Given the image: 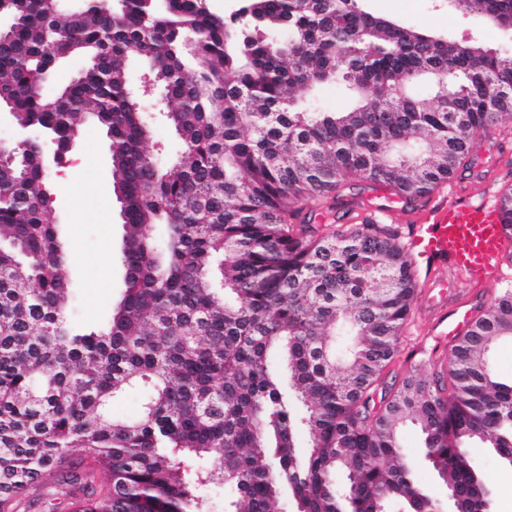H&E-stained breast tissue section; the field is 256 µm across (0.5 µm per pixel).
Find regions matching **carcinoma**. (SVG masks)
Wrapping results in <instances>:
<instances>
[{
	"instance_id": "carcinoma-1",
	"label": "carcinoma",
	"mask_w": 512,
	"mask_h": 512,
	"mask_svg": "<svg viewBox=\"0 0 512 512\" xmlns=\"http://www.w3.org/2000/svg\"><path fill=\"white\" fill-rule=\"evenodd\" d=\"M365 0H254L271 28L217 17L203 0H7L0 103L34 133L0 164V512L44 484L76 448L72 512H406L423 507L403 459V423L479 512L481 441L512 456V381L490 353L512 337V279L454 339L448 368L383 372L399 352L417 281L401 233L370 220L319 234L301 219L353 180L414 200L473 163L512 117V55L368 11ZM512 30V0H453ZM285 29L288 37L278 31ZM88 66L48 97L64 58ZM134 54L155 65L162 116L183 142L169 165L128 85ZM336 84L342 111L317 110ZM453 97L459 111L442 105ZM90 121L110 138L123 219L124 292L107 325L69 314L71 246L48 222L44 144ZM288 366L283 385L277 363ZM135 391L141 413L112 416ZM307 430L301 455L296 437ZM207 457L213 468L190 472Z\"/></svg>"
}]
</instances>
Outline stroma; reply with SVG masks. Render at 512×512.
I'll list each match as a JSON object with an SVG mask.
<instances>
[{"instance_id": "35a3bbf8", "label": "stroma", "mask_w": 512, "mask_h": 512, "mask_svg": "<svg viewBox=\"0 0 512 512\" xmlns=\"http://www.w3.org/2000/svg\"><path fill=\"white\" fill-rule=\"evenodd\" d=\"M372 11L391 17L401 23L431 29L457 40H469L512 54V32H503L479 16L467 14L448 5V0H367ZM79 160L78 179L84 183L98 184V199L94 208H87L83 201L73 200L66 184L55 172L47 178L52 199L47 219L62 225L74 250L69 259L72 290V313L80 322L90 327L106 323L112 307L120 300L124 283L121 248L124 230L120 205L109 185L112 181L109 160V140L105 129L88 123L71 151ZM419 288L411 315L401 337L399 352L384 372L387 383L401 382L414 363L416 352L431 353L432 364H441L452 344L451 339L433 335L431 326L440 310L438 304L446 293L451 279L448 270H427L416 264ZM405 457L413 477L426 491L447 506L448 491L425 460L422 452L423 438L416 426L405 425L402 431ZM469 456L491 489V512H512V465L503 462L482 442H472ZM17 512H70L69 489L61 476L45 481L43 497L28 496L21 499Z\"/></svg>"}]
</instances>
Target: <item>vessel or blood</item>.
I'll use <instances>...</instances> for the list:
<instances>
[{"mask_svg": "<svg viewBox=\"0 0 512 512\" xmlns=\"http://www.w3.org/2000/svg\"><path fill=\"white\" fill-rule=\"evenodd\" d=\"M371 196L362 208L364 216L380 223L392 217L395 196L391 190L377 184ZM404 213L413 222L408 241L411 259L431 268L448 264L464 279L466 298L452 300L450 315L440 316L437 322L441 335L457 336L472 319L469 298L486 287L489 273L499 268L512 245V230L501 222L494 192L474 199L455 183L447 200L431 207H408Z\"/></svg>", "mask_w": 512, "mask_h": 512, "instance_id": "obj_1", "label": "vessel or blood"}]
</instances>
